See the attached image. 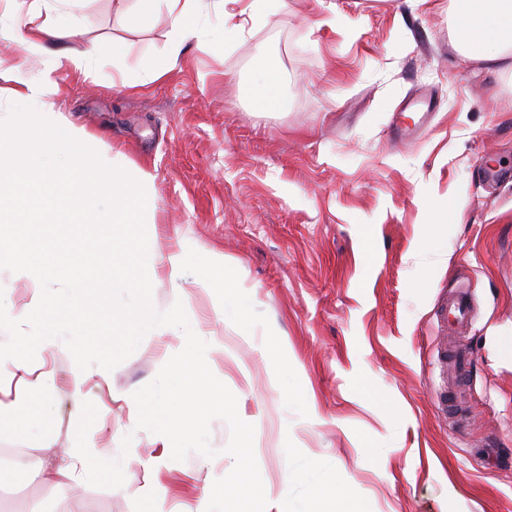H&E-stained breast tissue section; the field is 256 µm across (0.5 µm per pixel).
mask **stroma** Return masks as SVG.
I'll return each instance as SVG.
<instances>
[{"mask_svg": "<svg viewBox=\"0 0 512 512\" xmlns=\"http://www.w3.org/2000/svg\"><path fill=\"white\" fill-rule=\"evenodd\" d=\"M286 2L225 47L188 40L176 67L142 86L167 49V15L131 29L117 0H85L69 46L95 47L93 75L0 39V109L9 89L50 77L57 120L153 175V302L181 299L254 425L269 512H323L316 490L339 486L360 512H512V74L462 62L450 0ZM331 14L335 25L318 26ZM261 57L283 77L275 112L245 94ZM431 203L459 219L430 223ZM181 250L195 260L173 281L157 258ZM201 258L251 289L248 323L225 316ZM458 288L474 300L462 419L434 401L447 384L439 310ZM182 345L175 332L143 337L78 389L63 343L36 354L55 447L117 469L37 483L36 441L0 439V457L25 456L26 471L0 484L19 512H198L234 465L227 424H210L217 457L175 461L162 435L137 429L133 399Z\"/></svg>", "mask_w": 512, "mask_h": 512, "instance_id": "obj_1", "label": "stroma"}]
</instances>
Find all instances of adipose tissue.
Listing matches in <instances>:
<instances>
[{"instance_id": "1", "label": "adipose tissue", "mask_w": 512, "mask_h": 512, "mask_svg": "<svg viewBox=\"0 0 512 512\" xmlns=\"http://www.w3.org/2000/svg\"><path fill=\"white\" fill-rule=\"evenodd\" d=\"M26 23H12L9 38L28 52L42 54L56 46L60 65L89 76L94 71V52L68 50L67 42L77 33L76 12L84 0H12ZM224 0H131L130 16L146 22L160 11L172 19L164 66L147 71L144 83L164 77L178 60L183 45L196 36L201 17L210 8L223 5ZM457 30L460 34L457 51L463 60H484L497 64L512 59V0H455ZM249 98L253 108L260 111L278 110L283 102L282 79L265 59H257L249 83ZM203 274L215 285H228L224 296V313L245 320L249 301L247 293L233 290L235 271L223 263L208 260Z\"/></svg>"}]
</instances>
